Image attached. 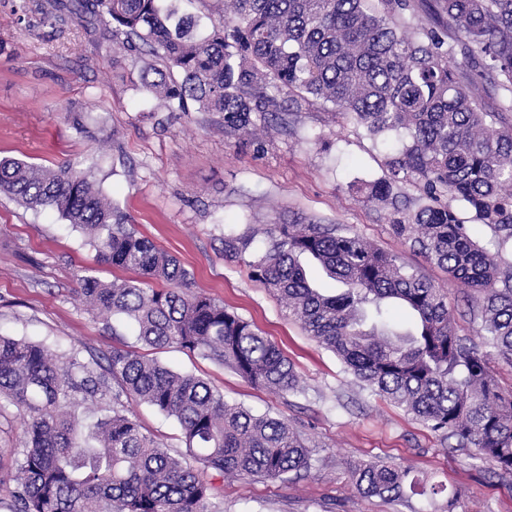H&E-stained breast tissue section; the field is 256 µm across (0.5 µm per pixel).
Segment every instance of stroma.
Masks as SVG:
<instances>
[{
  "label": "stroma",
  "instance_id": "stroma-1",
  "mask_svg": "<svg viewBox=\"0 0 512 512\" xmlns=\"http://www.w3.org/2000/svg\"><path fill=\"white\" fill-rule=\"evenodd\" d=\"M41 3L0 0V158L91 172L135 229L189 272L193 290L254 323L298 375V391L274 393L179 348L147 350L201 375L227 401L288 421L308 440L311 467L302 476H212L213 512H444L441 498L358 494L353 466L376 461L445 483L458 494L454 512H512V473L363 388L250 274L249 261L268 247L266 225H338L447 292L459 336L484 347L478 295L398 238L386 209L355 191L384 176L386 147L399 136L375 141L319 100L256 138L226 133L222 113L172 112L145 90L150 56L113 43L103 23L67 11L46 18ZM229 235L253 236L244 257H225ZM85 273L108 282L127 276L98 263L84 234L57 212L0 195V334L86 358L110 350L111 325L77 297ZM135 413L172 455L185 454L174 419L144 404Z\"/></svg>",
  "mask_w": 512,
  "mask_h": 512
}]
</instances>
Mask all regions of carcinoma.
<instances>
[{"label":"carcinoma","instance_id":"cac0c4a2","mask_svg":"<svg viewBox=\"0 0 512 512\" xmlns=\"http://www.w3.org/2000/svg\"><path fill=\"white\" fill-rule=\"evenodd\" d=\"M160 2L46 0L45 14L67 8L106 19L113 42L165 64L145 80L149 92L173 112L192 103L224 113L229 133L250 136L315 100L384 143L405 132L384 177L358 189L386 208L397 236L481 295L487 341L512 364V266L480 247L450 204L463 203L499 245L512 244L505 117L512 112V0H425L432 26L411 0H225L224 27L203 37L195 19ZM405 185L418 192L413 211L400 199ZM0 193L56 210L87 234L101 263L139 275L78 278L84 303L105 321L132 326L138 344L175 346L259 389H298L280 349L192 290L188 272L140 235L88 173L0 159ZM264 234L269 246L249 266L287 315L365 388L512 471V393L501 390L487 355L457 335L441 289L364 238L325 224H271ZM252 243L250 235L227 236L224 256L241 257ZM304 255L336 291L314 284ZM102 359L99 373L76 349L58 353L0 335V400L24 424L8 473L16 512H210L209 472L284 482L310 468L306 439L287 421L229 404L202 377L145 358L122 340ZM110 380L118 390L107 402ZM88 401L95 407L87 416L81 406ZM129 401L174 418L188 456L171 455L144 432ZM351 480L359 494L383 500L447 491L382 462L355 466Z\"/></svg>","mask_w":512,"mask_h":512}]
</instances>
